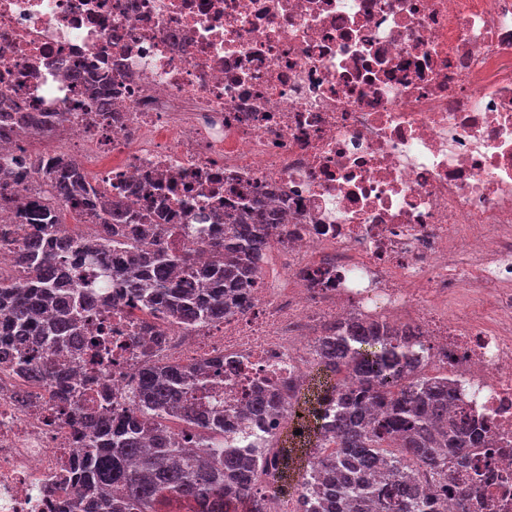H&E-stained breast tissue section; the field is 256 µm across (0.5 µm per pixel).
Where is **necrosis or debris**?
I'll return each mask as SVG.
<instances>
[{
    "mask_svg": "<svg viewBox=\"0 0 512 512\" xmlns=\"http://www.w3.org/2000/svg\"><path fill=\"white\" fill-rule=\"evenodd\" d=\"M103 85L110 111L87 107ZM44 124L0 141L17 174L0 236L32 199H52L25 157L76 161L108 192L152 207L169 246L196 267L225 211L260 193L275 238L241 309L190 330L145 314L72 270L108 327L111 361L52 352L78 402H58L17 356L0 357V512H68L75 412L133 409L150 365H207L184 405L224 413V440L262 448L270 512H303L280 491L272 411L257 390L298 384L312 346L352 317L415 331L417 370L446 374L450 410L491 421L487 506L512 512V0H0V108Z\"/></svg>",
    "mask_w": 512,
    "mask_h": 512,
    "instance_id": "4bbe7bcc",
    "label": "necrosis or debris"
}]
</instances>
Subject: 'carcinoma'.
<instances>
[{"label": "carcinoma", "mask_w": 512, "mask_h": 512, "mask_svg": "<svg viewBox=\"0 0 512 512\" xmlns=\"http://www.w3.org/2000/svg\"><path fill=\"white\" fill-rule=\"evenodd\" d=\"M35 122L30 113L16 112L0 126V137ZM46 173L54 199H85L102 207L109 223L92 239L68 241L50 205L29 209L26 223L34 230L20 244L23 276L0 280V309L10 312V321L0 324V348L22 357L35 346L82 343L91 302L62 268L63 253L75 267L98 257L103 278L120 280L144 310L162 307L192 327L218 322L239 305L272 245L275 224L264 199L246 196L236 212L224 213V238L211 244L213 266L197 273L201 287L177 283L170 271L189 267L191 259L161 247L149 217L106 199L72 161L51 162ZM137 219L146 228L134 236L123 225ZM416 346L413 334L382 323L330 327L315 345L318 368L298 392L285 402L276 393L256 395L252 418L286 408L293 422L288 433L270 439L281 448L284 469L298 448H336L300 472L305 512H439L436 495L407 481L404 468L417 462L439 481H453L448 449L473 447L476 428L465 418H448L447 376L415 374ZM193 381L186 368L150 366L131 414L80 416L89 434L73 504L87 503L92 512H163L173 503L176 512H266L267 501L254 489L263 456L224 448L223 427L182 409L181 395ZM170 418L201 430L200 450L176 439L164 424Z\"/></svg>", "instance_id": "cac0c4a2"}]
</instances>
